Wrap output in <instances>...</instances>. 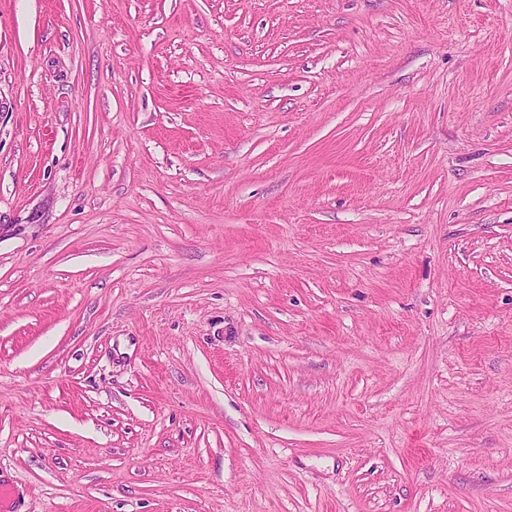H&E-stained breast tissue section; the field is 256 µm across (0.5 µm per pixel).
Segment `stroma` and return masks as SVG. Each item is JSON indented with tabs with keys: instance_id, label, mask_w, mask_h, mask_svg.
Returning a JSON list of instances; mask_svg holds the SVG:
<instances>
[{
	"instance_id": "stroma-1",
	"label": "stroma",
	"mask_w": 512,
	"mask_h": 512,
	"mask_svg": "<svg viewBox=\"0 0 512 512\" xmlns=\"http://www.w3.org/2000/svg\"><path fill=\"white\" fill-rule=\"evenodd\" d=\"M7 512H512V0H0Z\"/></svg>"
}]
</instances>
